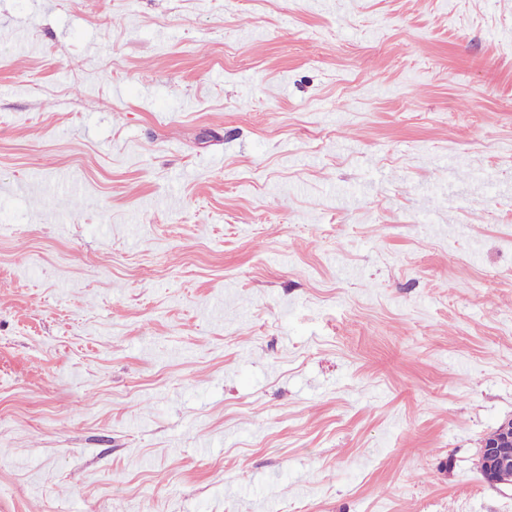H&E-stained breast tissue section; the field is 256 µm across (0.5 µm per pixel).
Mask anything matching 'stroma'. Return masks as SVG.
Instances as JSON below:
<instances>
[{
	"label": "stroma",
	"instance_id": "1",
	"mask_svg": "<svg viewBox=\"0 0 512 512\" xmlns=\"http://www.w3.org/2000/svg\"><path fill=\"white\" fill-rule=\"evenodd\" d=\"M512 0H0V512H512ZM498 436L485 441L479 449L478 467L491 485L512 484V418L498 425Z\"/></svg>",
	"mask_w": 512,
	"mask_h": 512
}]
</instances>
